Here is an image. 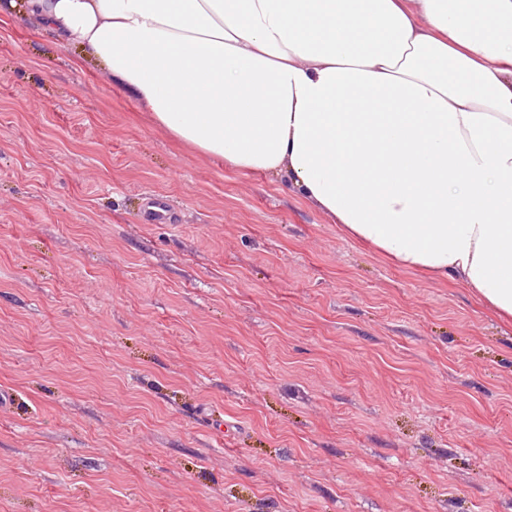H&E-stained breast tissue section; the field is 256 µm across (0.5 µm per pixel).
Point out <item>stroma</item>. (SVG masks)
<instances>
[{
  "label": "stroma",
  "mask_w": 512,
  "mask_h": 512,
  "mask_svg": "<svg viewBox=\"0 0 512 512\" xmlns=\"http://www.w3.org/2000/svg\"><path fill=\"white\" fill-rule=\"evenodd\" d=\"M51 43L0 9V512H512V322Z\"/></svg>",
  "instance_id": "stroma-1"
}]
</instances>
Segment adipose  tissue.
Wrapping results in <instances>:
<instances>
[{"mask_svg":"<svg viewBox=\"0 0 512 512\" xmlns=\"http://www.w3.org/2000/svg\"><path fill=\"white\" fill-rule=\"evenodd\" d=\"M181 141L512 317V0H26Z\"/></svg>","mask_w":512,"mask_h":512,"instance_id":"1","label":"adipose tissue"}]
</instances>
